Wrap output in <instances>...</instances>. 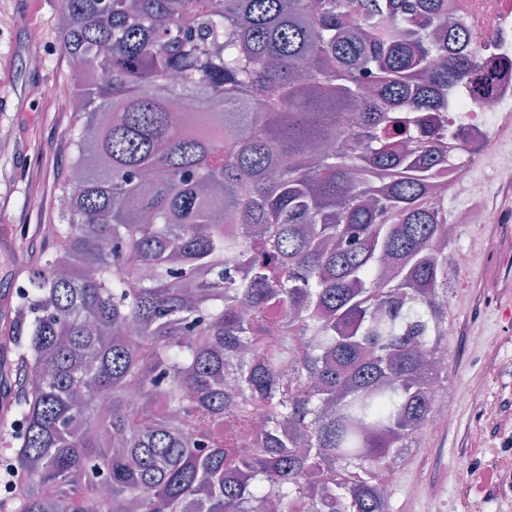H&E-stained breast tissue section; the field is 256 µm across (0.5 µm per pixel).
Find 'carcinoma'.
Here are the masks:
<instances>
[{
  "mask_svg": "<svg viewBox=\"0 0 512 512\" xmlns=\"http://www.w3.org/2000/svg\"><path fill=\"white\" fill-rule=\"evenodd\" d=\"M447 17L61 0L73 203L16 294L12 512H387L448 378L435 187L477 148Z\"/></svg>",
  "mask_w": 512,
  "mask_h": 512,
  "instance_id": "obj_1",
  "label": "carcinoma"
}]
</instances>
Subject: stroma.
I'll return each mask as SVG.
<instances>
[{
	"instance_id": "stroma-1",
	"label": "stroma",
	"mask_w": 512,
	"mask_h": 512,
	"mask_svg": "<svg viewBox=\"0 0 512 512\" xmlns=\"http://www.w3.org/2000/svg\"><path fill=\"white\" fill-rule=\"evenodd\" d=\"M60 8V0H0V336L21 274L57 246L41 226L63 221L57 201L76 118L53 93L75 73L55 26ZM33 26L40 42L29 38ZM472 184L486 187L494 219L460 228L453 244L471 261L448 291V389L430 416L441 430L394 458L390 512H466L472 500L485 501L486 512H512V488L487 483L488 473H512V429L502 426L512 417V135L502 156L475 166ZM437 484L447 485L445 500L431 496Z\"/></svg>"
}]
</instances>
